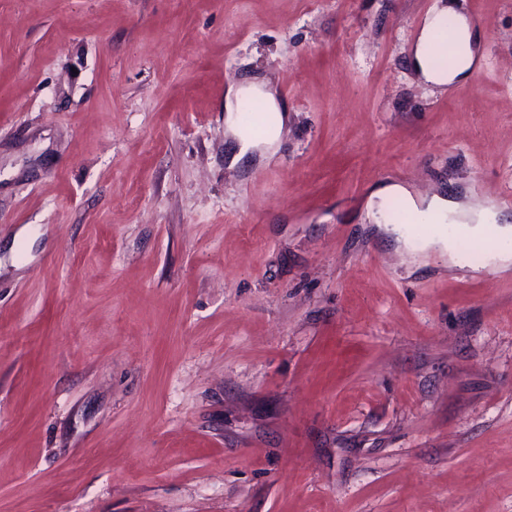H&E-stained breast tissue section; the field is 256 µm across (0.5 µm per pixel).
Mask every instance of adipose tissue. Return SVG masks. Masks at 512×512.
<instances>
[{
	"instance_id": "ef3b65f1",
	"label": "adipose tissue",
	"mask_w": 512,
	"mask_h": 512,
	"mask_svg": "<svg viewBox=\"0 0 512 512\" xmlns=\"http://www.w3.org/2000/svg\"><path fill=\"white\" fill-rule=\"evenodd\" d=\"M449 7L435 10L425 19L419 36L412 48L411 64L418 78L422 81L446 87L454 82L466 78L478 59L471 44L474 33L466 18H459L456 34L465 46L464 53L458 59L452 70L439 69L433 59V46L436 37L443 33L448 22ZM263 96L267 100L270 112V127L267 134L257 138L242 129L234 118L247 98ZM224 110L227 114L228 131L236 147L230 156L231 164H238L246 153L259 144L272 145L277 143L288 122V113L285 105L277 101L274 93L266 83H251L248 85H235L228 87L224 96ZM394 196L401 197L406 206L418 217H432L445 220L448 218H471L472 223L468 230L479 237H486L497 241L498 246L490 255L494 265L501 270L512 266V226L497 223V210L495 206H471L470 203L454 200L441 194L418 196L398 183H389L374 189L367 200L368 215L377 224H384L383 209L385 202Z\"/></svg>"
}]
</instances>
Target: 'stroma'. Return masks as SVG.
<instances>
[{"label":"stroma","mask_w":512,"mask_h":512,"mask_svg":"<svg viewBox=\"0 0 512 512\" xmlns=\"http://www.w3.org/2000/svg\"><path fill=\"white\" fill-rule=\"evenodd\" d=\"M0 0V512H512V268L412 255L398 183L512 223V0ZM280 141L228 161L229 85ZM454 14L451 8L441 7L435 10L420 29L419 36L412 48L411 64L418 78L422 81L445 88L454 82L465 79L471 69L478 63L476 51L472 49L474 33L466 18L457 16L458 26L456 34L465 46L464 53L460 56L455 67L448 71L439 69L433 59V46L436 37L443 33L451 25L448 14ZM263 96L267 100L268 112H270V127L267 134L262 138L251 136L249 132L242 129L236 122L234 112H238L247 98ZM224 112L227 113V126L232 140L236 143V149L229 156L231 165L238 164L252 149L260 144L273 145L282 136L283 130L288 123V110L284 104L277 101L274 93L265 82L250 83L248 85L229 86L224 96Z\"/></svg>","instance_id":"stroma-1"}]
</instances>
